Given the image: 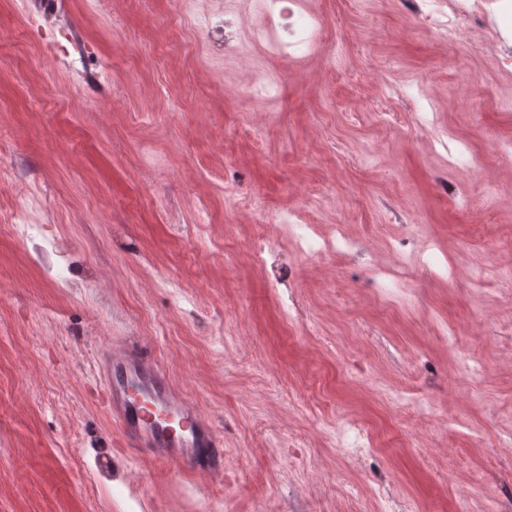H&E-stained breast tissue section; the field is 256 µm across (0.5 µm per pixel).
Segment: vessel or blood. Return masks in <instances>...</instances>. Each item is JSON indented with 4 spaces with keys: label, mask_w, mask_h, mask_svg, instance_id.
I'll return each mask as SVG.
<instances>
[{
    "label": "vessel or blood",
    "mask_w": 512,
    "mask_h": 512,
    "mask_svg": "<svg viewBox=\"0 0 512 512\" xmlns=\"http://www.w3.org/2000/svg\"><path fill=\"white\" fill-rule=\"evenodd\" d=\"M104 382V407L125 448L166 463L197 467L218 460L224 437L176 393L157 359L113 343L97 356Z\"/></svg>",
    "instance_id": "obj_1"
}]
</instances>
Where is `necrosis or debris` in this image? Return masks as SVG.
Wrapping results in <instances>:
<instances>
[{
    "mask_svg": "<svg viewBox=\"0 0 512 512\" xmlns=\"http://www.w3.org/2000/svg\"><path fill=\"white\" fill-rule=\"evenodd\" d=\"M399 4L418 21L439 30L449 44L460 45L476 27L503 41L497 19L512 7V0H399ZM323 33L324 21L310 9L308 0H215L202 38L223 42L225 62L248 65L250 83L240 90L247 96L252 86L275 81L276 75L267 65L269 59L286 57L298 68L305 64V57L292 53L297 37H304L309 53H324L328 66H335L336 57L327 51ZM258 221L275 225L283 238L293 242L303 260L340 261L364 256L374 277L394 282L403 281L417 269L436 279L448 277L447 257L435 251L432 238L421 229L416 235L424 240L422 248L405 249L402 240L393 236L384 254L372 255L363 241L346 233L343 225H334L325 234L316 225L304 223L301 213L294 210L262 211Z\"/></svg>",
    "mask_w": 512,
    "mask_h": 512,
    "instance_id": "1",
    "label": "necrosis or debris"
}]
</instances>
